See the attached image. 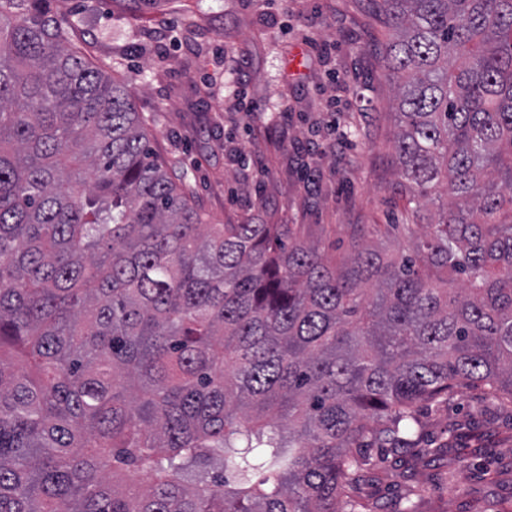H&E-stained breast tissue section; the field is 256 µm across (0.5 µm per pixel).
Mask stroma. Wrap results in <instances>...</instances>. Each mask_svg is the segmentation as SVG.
I'll use <instances>...</instances> for the list:
<instances>
[{
  "label": "stroma",
  "instance_id": "stroma-1",
  "mask_svg": "<svg viewBox=\"0 0 512 512\" xmlns=\"http://www.w3.org/2000/svg\"><path fill=\"white\" fill-rule=\"evenodd\" d=\"M127 85L161 162L214 224H288L330 260L361 227L404 224L374 0H50ZM439 449L429 458L425 449ZM372 512H512V404L471 385L422 403L407 442L369 444Z\"/></svg>",
  "mask_w": 512,
  "mask_h": 512
}]
</instances>
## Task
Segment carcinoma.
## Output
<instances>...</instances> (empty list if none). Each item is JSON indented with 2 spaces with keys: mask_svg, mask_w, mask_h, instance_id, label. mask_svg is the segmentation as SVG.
<instances>
[{
  "mask_svg": "<svg viewBox=\"0 0 512 512\" xmlns=\"http://www.w3.org/2000/svg\"><path fill=\"white\" fill-rule=\"evenodd\" d=\"M47 2L0 0V512H356L363 440L512 403V0H375L417 230L340 263L207 223Z\"/></svg>",
  "mask_w": 512,
  "mask_h": 512,
  "instance_id": "carcinoma-1",
  "label": "carcinoma"
}]
</instances>
